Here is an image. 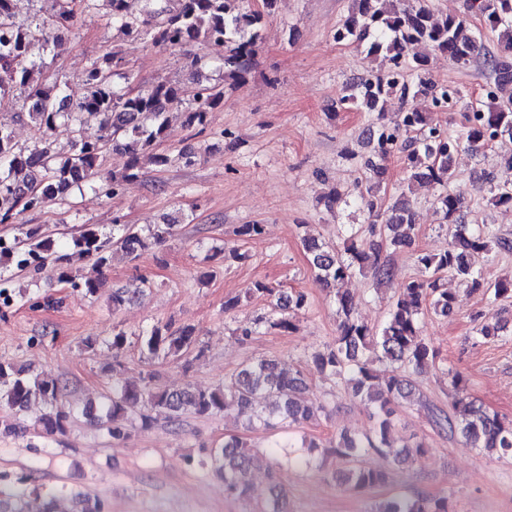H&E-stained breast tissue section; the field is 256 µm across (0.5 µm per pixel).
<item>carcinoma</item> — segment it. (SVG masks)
Wrapping results in <instances>:
<instances>
[{"instance_id":"carcinoma-1","label":"carcinoma","mask_w":512,"mask_h":512,"mask_svg":"<svg viewBox=\"0 0 512 512\" xmlns=\"http://www.w3.org/2000/svg\"><path fill=\"white\" fill-rule=\"evenodd\" d=\"M78 1L87 8L92 2L54 0L52 26L37 23L24 27L13 20V0H0V107L12 102L16 88H25L29 108L18 116L27 118L35 130L31 144L20 146L10 127L0 123V224L17 223L23 212L39 208L47 199L68 206L75 191L83 190L92 180L98 189L116 195L125 182L138 177L148 166L164 168L177 160L192 162V156L181 150L175 155L155 151L165 137L169 111L187 106L185 123L201 134L209 125L211 112L224 101V87L202 80L200 60L194 55L190 57V82L184 86L158 81L132 93L115 81L123 77L119 72L122 58L116 50L87 69L84 92L77 99L70 98L60 84L44 83L39 65L30 59L31 48L39 42L62 47L60 31L74 25ZM109 2L112 22L128 37L186 52L197 43L219 38L230 47L224 57L227 76L236 79L251 65L262 15L245 7L242 0H174V6L159 9L147 4L140 9L135 6L136 0ZM352 2L355 8L336 29V39L367 41L368 53L389 57L392 68L384 75H367L352 84L349 93L336 101V108L356 104L377 111L394 92L405 104L420 94L430 96L439 105L460 97L458 90L424 75L427 60L419 49L428 46L458 65H467L475 57L478 41L463 19L455 15L436 19L422 0L403 9L397 7L398 0ZM467 7L481 15L486 29L497 33L499 51L490 59L494 78L485 88L482 107L471 113L466 131L456 138L430 126L425 115L412 108L406 109L400 126H380L373 131L374 158L363 162L366 186L358 191L363 208L374 217L368 229L370 240L352 238L340 253L315 237L306 239L304 248L321 287L334 288L349 275L367 269L381 281L393 280L395 273L382 259L383 249L409 245L416 224L407 197L384 207L380 190L391 156L401 155L409 184L444 187L453 178V159L459 150L479 152L495 143H512V0H468ZM411 64L423 72L415 83L407 78ZM61 121L71 123L74 129L71 152L64 156L52 150L48 137ZM110 152L126 155V164L120 169L106 168ZM482 178L489 186V203L511 209L512 151H503L499 169ZM435 203L443 218L451 221L463 207L464 196L446 190L437 195ZM174 235L173 224L145 228L115 224L110 236L100 233L95 224H84L72 236L71 245L102 270L115 250L136 259ZM511 248L509 240L484 228L468 231L460 226L448 249L417 256L421 276L404 284L402 297L378 331L355 318L351 298L336 292L340 316L336 344L314 353L311 362L324 380L340 383L351 397L371 410L377 417V428L363 437L340 434L329 446L317 448L318 454L336 460L332 478L354 491L388 483L389 473L370 466L367 456L393 447L390 435L397 408L414 400L415 376L436 362L438 352L422 336L421 319L428 311L444 317L454 312L456 292L444 287L443 274H450L472 291L496 299L512 298L511 274L490 283L474 268L476 255ZM3 260L19 271L38 268L51 260L58 267L59 282L89 296L99 289V281L72 270L68 254L57 251L53 234L40 226L13 237L1 236ZM255 293L269 299L270 314L265 318L269 327L284 331L295 328L292 313L306 307L304 294H286L263 283L256 284ZM503 333L500 322L488 319L476 329V335L483 339ZM143 347L152 360L177 361L187 358L200 343L193 326L165 324L150 329ZM154 379L155 374L149 372L138 382L122 383L112 395L105 416L94 413L91 406L84 410V416L91 422L107 419L112 423V438L122 440L128 435L125 422L132 416L147 426L155 416L176 422L188 411L200 417L235 411L247 419L248 428L275 436L297 432L325 412V406L307 403L309 380L305 372L280 369L274 359L248 363L223 386L211 390L169 391L153 384ZM452 384L455 393L448 410L426 405L432 424L451 435H460L470 447L490 456L512 457V422L503 421L470 399L460 372L452 373ZM62 390L55 378L34 376L22 367L0 362V401L17 414L33 401L46 405L49 411L40 421L41 432L46 435L64 432L71 417L62 404ZM426 451L422 441L407 443L392 461L406 464ZM258 456L256 445L230 435L210 450L204 465L224 479L227 494L246 500L250 495L248 472ZM373 512H449L448 497L396 493L375 505Z\"/></svg>"}]
</instances>
